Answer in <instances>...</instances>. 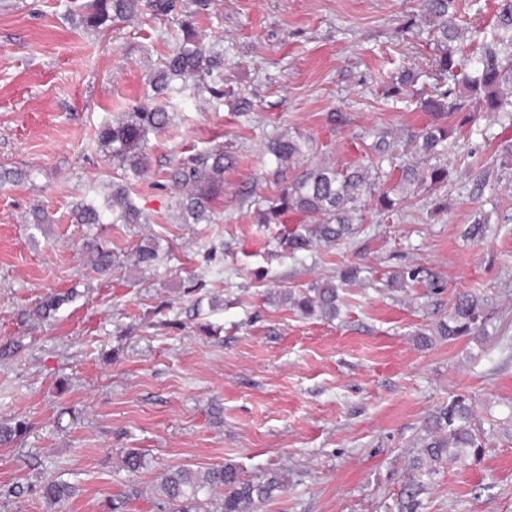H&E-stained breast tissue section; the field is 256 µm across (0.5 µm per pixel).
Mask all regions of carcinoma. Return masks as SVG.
Here are the masks:
<instances>
[{
	"instance_id": "cac0c4a2",
	"label": "carcinoma",
	"mask_w": 512,
	"mask_h": 512,
	"mask_svg": "<svg viewBox=\"0 0 512 512\" xmlns=\"http://www.w3.org/2000/svg\"><path fill=\"white\" fill-rule=\"evenodd\" d=\"M475 0H424V9L438 48L433 58L434 77L439 82L419 99V107L432 121L416 129L408 128L389 142L382 139L371 146L365 159L344 170L325 161L306 165L290 180H285L288 167L302 156L300 137L279 135L271 139L266 151L273 165L272 176L287 181L275 200L256 211L259 224H274L285 213L297 211L308 217L280 241L291 255L308 251L317 245L332 246L354 233L355 216L365 206L366 198L375 196L376 208L392 213L405 198L394 190L375 192L369 181L371 171L388 176L387 163L399 171L396 187L423 186L438 188L448 185L450 171L443 159L457 150L463 139L462 128L473 121L468 102L507 118L512 125V0H498L491 30L476 31L477 44L461 45L458 18L460 10L474 6ZM78 25L98 35L112 30L115 23L150 14H166L173 10V0H88ZM167 51L150 69L147 84L150 92L115 120L97 129L94 135L98 149L112 162V192L99 208L84 201L71 213L75 224H148L151 217L137 207L131 197L129 180L149 167V135L175 123L176 115L165 104L179 95L189 81L215 96L219 89L222 53L207 47L190 22L180 24L177 32L162 36ZM451 77L454 84L443 87L441 81ZM417 75L401 71L392 78L386 96L396 98L404 88L417 83ZM232 156L217 145L204 153L179 162L175 176L184 188L175 207L184 224L210 220L214 201L224 190V163ZM93 270L101 273L119 268L113 254L95 245ZM138 265L144 268L160 262L159 249L147 242L135 252ZM361 268L349 265L321 283H315L295 295L284 293L282 301L291 303L301 313L333 320L339 311L338 284L354 285ZM69 299L68 294H50L33 310V316L46 318ZM482 301L464 292L455 298L448 321L439 324V333L456 340L475 335L482 326ZM26 431L22 421H0V445L21 437ZM483 431L476 425V415L468 397L457 394L446 406L438 408L428 419L423 434L413 441L420 459L435 465L445 460L462 462L482 453ZM288 487L287 474L270 472L260 478L246 479L231 463L205 469L181 466L163 472L154 481L151 498L157 512H255L258 503L269 500ZM71 489L63 483L44 487L49 503L69 497Z\"/></svg>"
}]
</instances>
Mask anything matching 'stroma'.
<instances>
[{
	"instance_id": "obj_1",
	"label": "stroma",
	"mask_w": 512,
	"mask_h": 512,
	"mask_svg": "<svg viewBox=\"0 0 512 512\" xmlns=\"http://www.w3.org/2000/svg\"><path fill=\"white\" fill-rule=\"evenodd\" d=\"M84 2L0 0V166L23 173L0 187V347L19 345L0 359V418L27 426L0 445V512H156L124 491L223 463L248 479L287 470L286 491L257 512H512V170L500 164L512 132L475 113L447 187H406L397 214L365 213L330 248L292 256L278 241L302 215L254 216L282 188L270 139L300 136L343 169L377 136L428 122L411 95L382 90L402 69L431 72L423 0H211L193 23L223 45L225 96L186 89L174 127L151 135L149 171L131 190L152 223L102 226L69 216L111 191L93 135L143 98L160 36L191 0L98 37L73 22ZM240 95L251 111L234 110ZM219 144L234 160L212 221L182 223L176 161ZM37 206L51 218L39 231ZM481 220L486 237L468 238ZM151 239L163 262L131 266ZM87 241L127 268L94 272ZM351 262L367 280L342 291L336 320L281 301ZM407 272L406 287L390 286ZM50 291L74 297L33 319ZM462 292L484 296L486 322L451 341L437 325ZM460 393L485 432L480 459L416 469L413 439ZM131 449L146 454L136 473L122 462ZM51 481L71 496L48 504Z\"/></svg>"
}]
</instances>
